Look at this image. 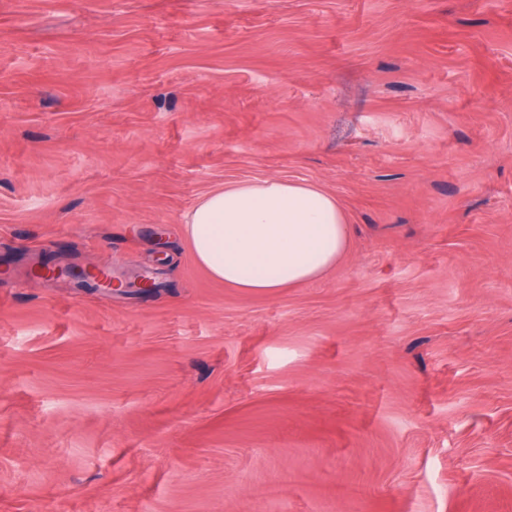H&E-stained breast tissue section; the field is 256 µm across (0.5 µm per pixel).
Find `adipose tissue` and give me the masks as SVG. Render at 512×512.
<instances>
[{
  "label": "adipose tissue",
  "instance_id": "ef3b65f1",
  "mask_svg": "<svg viewBox=\"0 0 512 512\" xmlns=\"http://www.w3.org/2000/svg\"><path fill=\"white\" fill-rule=\"evenodd\" d=\"M182 225L212 278L266 295L322 278L349 238L336 196L304 180L225 185L186 210Z\"/></svg>",
  "mask_w": 512,
  "mask_h": 512
}]
</instances>
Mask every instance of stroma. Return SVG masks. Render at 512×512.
<instances>
[{
    "label": "stroma",
    "mask_w": 512,
    "mask_h": 512,
    "mask_svg": "<svg viewBox=\"0 0 512 512\" xmlns=\"http://www.w3.org/2000/svg\"><path fill=\"white\" fill-rule=\"evenodd\" d=\"M263 178L273 296L181 224ZM0 512H512V0H0ZM182 225L212 278L266 295L322 278L349 238L336 196L304 180L224 185L186 210ZM54 273L56 277L46 278L41 280H49V279H61L68 278L74 280L79 286L82 287H90V288H104L106 290H111L114 287L111 278L103 279L101 281H91L87 277L91 274V270L89 268L84 267L83 265L76 264H64L53 267Z\"/></svg>",
    "instance_id": "1"
}]
</instances>
